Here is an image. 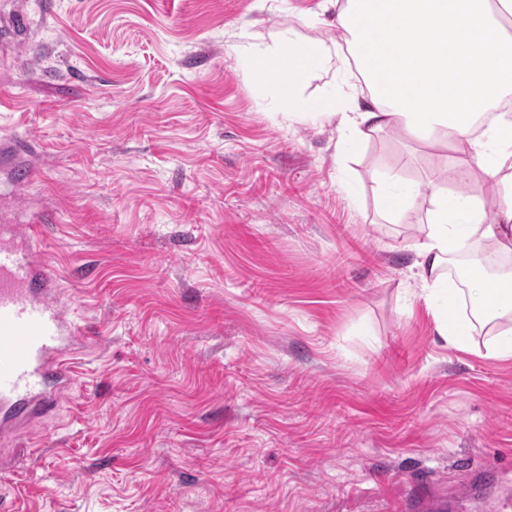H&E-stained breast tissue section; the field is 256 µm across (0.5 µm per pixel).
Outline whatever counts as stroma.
<instances>
[{"instance_id": "1", "label": "stroma", "mask_w": 512, "mask_h": 512, "mask_svg": "<svg viewBox=\"0 0 512 512\" xmlns=\"http://www.w3.org/2000/svg\"><path fill=\"white\" fill-rule=\"evenodd\" d=\"M320 0H0V207L43 242L88 344L0 466L12 512H496L512 359L449 345L414 245L441 142L349 143L253 73L335 47ZM34 170L12 189L17 148ZM420 196L397 221L390 173Z\"/></svg>"}]
</instances>
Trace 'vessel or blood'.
<instances>
[{"label":"vessel or blood","instance_id":"1","mask_svg":"<svg viewBox=\"0 0 512 512\" xmlns=\"http://www.w3.org/2000/svg\"><path fill=\"white\" fill-rule=\"evenodd\" d=\"M44 220L0 225V459L14 425L54 413L83 333L39 246Z\"/></svg>","mask_w":512,"mask_h":512}]
</instances>
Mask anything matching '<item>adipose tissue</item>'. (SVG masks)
<instances>
[{
	"label": "adipose tissue",
	"instance_id": "adipose-tissue-1",
	"mask_svg": "<svg viewBox=\"0 0 512 512\" xmlns=\"http://www.w3.org/2000/svg\"><path fill=\"white\" fill-rule=\"evenodd\" d=\"M506 16H512V0H322L315 18L341 28L344 46L285 41L276 51L278 68L256 78L258 88L290 92L312 70L335 66L343 75L340 92L319 103H294L297 113L337 119L356 138L395 127L415 139L443 135L453 154L439 158L438 167L452 164L464 172L478 159L486 179L501 182L493 224L479 197L437 192L415 248L421 288L436 306L441 336L464 349L474 333H486L485 355L494 359L512 358V274L493 281L473 275L461 289L442 268L475 238L512 246V120L476 128L482 112L512 96ZM462 298L470 317L456 315Z\"/></svg>",
	"mask_w": 512,
	"mask_h": 512
}]
</instances>
